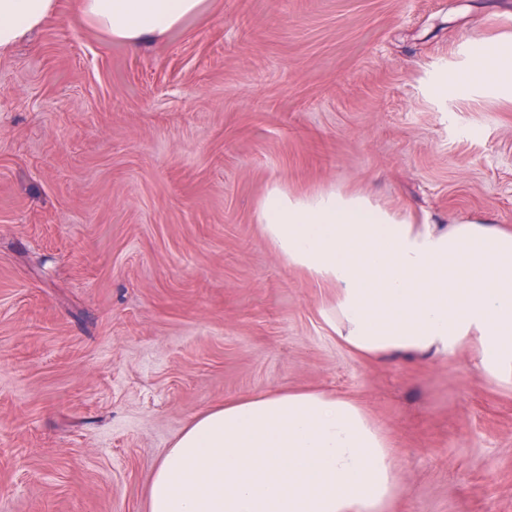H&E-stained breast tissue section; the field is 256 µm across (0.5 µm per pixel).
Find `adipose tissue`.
<instances>
[{
  "label": "adipose tissue",
  "mask_w": 512,
  "mask_h": 512,
  "mask_svg": "<svg viewBox=\"0 0 512 512\" xmlns=\"http://www.w3.org/2000/svg\"><path fill=\"white\" fill-rule=\"evenodd\" d=\"M206 0H77L83 21L139 45L200 17ZM0 0V54L58 12ZM264 230L289 264L335 285L339 340L355 355L444 357L479 339L478 367L512 379V228L402 224L359 198L271 188ZM396 461L353 402L262 393L194 417L156 466L149 512H392Z\"/></svg>",
  "instance_id": "obj_1"
}]
</instances>
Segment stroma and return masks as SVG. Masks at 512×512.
I'll return each instance as SVG.
<instances>
[{
  "mask_svg": "<svg viewBox=\"0 0 512 512\" xmlns=\"http://www.w3.org/2000/svg\"><path fill=\"white\" fill-rule=\"evenodd\" d=\"M504 40L512 0H208L139 47L59 0L0 56V512H148L185 425L270 390L360 406L395 512H512L477 342L355 356L259 221L277 185L512 227V84L472 72Z\"/></svg>",
  "mask_w": 512,
  "mask_h": 512,
  "instance_id": "1",
  "label": "stroma"
}]
</instances>
